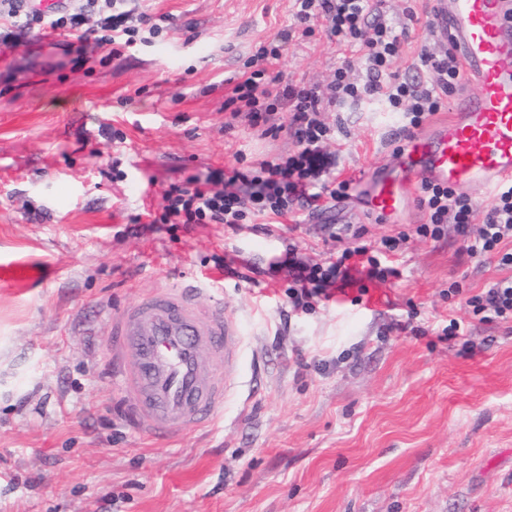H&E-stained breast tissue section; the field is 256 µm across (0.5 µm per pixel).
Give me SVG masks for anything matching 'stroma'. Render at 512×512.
Instances as JSON below:
<instances>
[{
    "mask_svg": "<svg viewBox=\"0 0 512 512\" xmlns=\"http://www.w3.org/2000/svg\"><path fill=\"white\" fill-rule=\"evenodd\" d=\"M171 19L154 43L79 60L61 32L31 28L0 44V512H512V323L450 307L449 279L481 290L507 277L439 241L355 213L298 211L307 260L336 251L327 224L410 239L401 279L353 284L294 313L270 265L287 233L222 225H131L160 212L168 184L211 168L285 156L286 134L225 131V78L293 24L291 0H135ZM405 31L395 70L415 76L440 47L427 0H386ZM322 32L269 63L284 81L327 83L351 57ZM340 179L392 160L402 121L366 100L324 113ZM122 131L125 143L112 139ZM236 275H228L227 267ZM211 278L243 327L240 384L217 418L175 441L126 420L110 372L109 317L152 289ZM462 320L467 344L385 334Z\"/></svg>",
    "mask_w": 512,
    "mask_h": 512,
    "instance_id": "obj_1",
    "label": "stroma"
}]
</instances>
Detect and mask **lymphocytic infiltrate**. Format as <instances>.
<instances>
[{"label": "lymphocytic infiltrate", "mask_w": 512, "mask_h": 512, "mask_svg": "<svg viewBox=\"0 0 512 512\" xmlns=\"http://www.w3.org/2000/svg\"><path fill=\"white\" fill-rule=\"evenodd\" d=\"M383 7L384 0H293L294 29L260 43L242 71L229 78L231 91L224 109L230 119L224 127L233 129L235 120L241 119L271 135L277 131L272 124L275 112L287 109L295 151L249 168L212 169L205 177L170 184L161 212L149 215V223L174 227L219 224L235 232L271 234L269 217L304 209L321 213L327 200L348 195L351 183L337 180L336 155L326 149L335 131L322 120V113L346 103L376 99L401 114L402 129L408 134L441 111L462 77L457 44L449 43L440 54L420 52L421 65L431 72V79L399 78L391 66L402 55L404 42L385 21ZM0 20L12 25L21 20L28 26L68 33L90 27L99 33L98 45L115 54L125 45L157 39L166 30L162 18L137 12L130 0H85L80 11L51 14L30 10L27 0H0ZM318 20L329 41L356 49L357 60L343 61L323 88L285 83L280 76L269 75L263 61L280 59L294 33L311 36ZM418 206L427 221L414 234L436 241L447 230H454L470 256L493 257L499 266L512 268V181L498 186L492 203L483 208L463 191L425 182L420 186ZM325 231L331 240L342 243L337 254L311 263L299 256V245L292 241L275 264L276 270L288 274L286 295L294 311L312 310L317 299L331 301L359 274L379 283L401 277L393 258L404 253L410 234L401 231L372 241L365 228L348 224H329ZM443 296L463 298L469 313L480 320L512 323L511 276L472 295L453 281Z\"/></svg>", "instance_id": "f902f5d3"}]
</instances>
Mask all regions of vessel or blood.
<instances>
[{
    "label": "vessel or blood",
    "mask_w": 512,
    "mask_h": 512,
    "mask_svg": "<svg viewBox=\"0 0 512 512\" xmlns=\"http://www.w3.org/2000/svg\"><path fill=\"white\" fill-rule=\"evenodd\" d=\"M507 0H433L435 32L453 38L474 78L449 118L407 139L396 162H380L361 181L366 210L398 223L415 185L461 191L512 180V20ZM193 285L160 288L112 316L114 380L132 424L171 439L205 424L238 384L243 336L216 302L199 305Z\"/></svg>",
    "instance_id": "obj_1"
}]
</instances>
